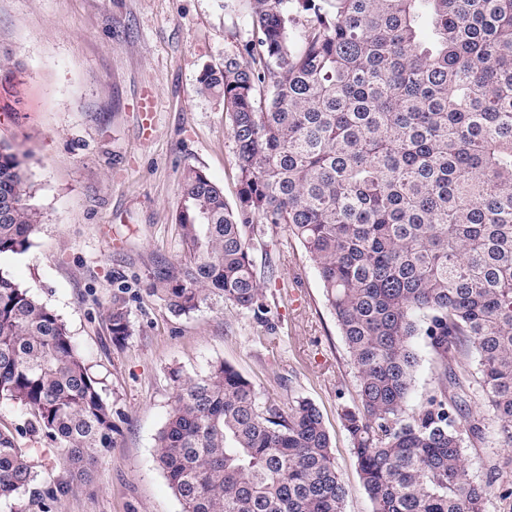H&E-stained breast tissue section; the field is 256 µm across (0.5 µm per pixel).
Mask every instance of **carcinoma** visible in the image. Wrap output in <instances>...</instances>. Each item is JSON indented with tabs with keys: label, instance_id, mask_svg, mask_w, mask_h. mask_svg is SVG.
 Segmentation results:
<instances>
[{
	"label": "carcinoma",
	"instance_id": "carcinoma-1",
	"mask_svg": "<svg viewBox=\"0 0 512 512\" xmlns=\"http://www.w3.org/2000/svg\"><path fill=\"white\" fill-rule=\"evenodd\" d=\"M244 21L251 39L199 78L224 102L236 201L184 168V256L147 290L174 316L223 303L260 318L273 266L257 272L252 251L287 228L356 371L359 405L340 416L373 512H484L490 484L464 448L491 423L512 449V0H245ZM28 158L0 142V255L28 250L40 223ZM109 325L131 335L120 297ZM417 336L437 377L409 413ZM174 384L155 456L183 512H344L312 401L261 398L223 362ZM3 400L72 476L112 445V407L61 319L0 275ZM21 437L0 430V502L37 481ZM66 486L35 491L41 512Z\"/></svg>",
	"mask_w": 512,
	"mask_h": 512
}]
</instances>
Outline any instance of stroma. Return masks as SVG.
<instances>
[{"label": "stroma", "instance_id": "obj_1", "mask_svg": "<svg viewBox=\"0 0 512 512\" xmlns=\"http://www.w3.org/2000/svg\"><path fill=\"white\" fill-rule=\"evenodd\" d=\"M240 0H0V78L21 93L20 116H0V140L30 154V204L42 214L31 247L0 256V274L53 310L98 381L118 427L69 481L53 512H182L154 455L173 396L172 373L234 366L259 396L305 397L321 410L345 512H372L344 429L358 403L356 372L301 244L279 230L253 250L265 280L264 319L226 306L176 317L145 288L157 261L183 253L174 214L183 168L204 170L235 202L238 173L221 98L199 77L248 40ZM126 302L131 336L113 341L108 314ZM46 485L66 475L58 448L24 437ZM490 482L485 512H512V452L495 438L465 450ZM498 479H491V468Z\"/></svg>", "mask_w": 512, "mask_h": 512}]
</instances>
